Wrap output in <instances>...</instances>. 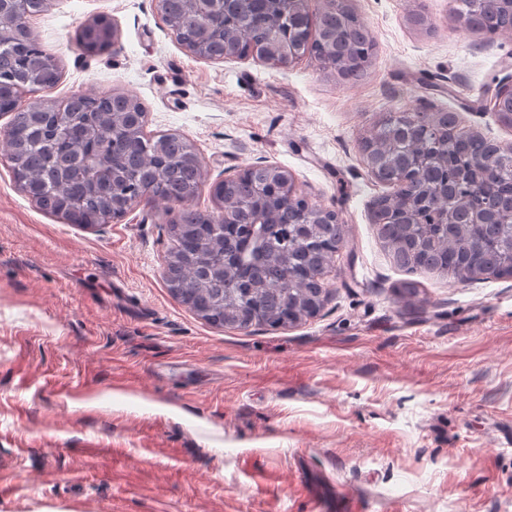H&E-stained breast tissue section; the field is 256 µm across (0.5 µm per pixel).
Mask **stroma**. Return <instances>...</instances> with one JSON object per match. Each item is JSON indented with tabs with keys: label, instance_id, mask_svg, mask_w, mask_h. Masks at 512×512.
<instances>
[{
	"label": "stroma",
	"instance_id": "obj_1",
	"mask_svg": "<svg viewBox=\"0 0 512 512\" xmlns=\"http://www.w3.org/2000/svg\"><path fill=\"white\" fill-rule=\"evenodd\" d=\"M350 4L376 41L353 85L308 57L197 58L155 0H47L28 17L61 71L43 99L136 96L148 134L195 146V208L216 213L226 171L273 165L346 234L316 317L216 327L166 286L163 204L81 228L0 161V512H512V277L396 267L371 220L388 187L359 150L399 104L512 143L489 107L512 35L465 34L453 0ZM98 14L119 44L89 56L74 35Z\"/></svg>",
	"mask_w": 512,
	"mask_h": 512
}]
</instances>
